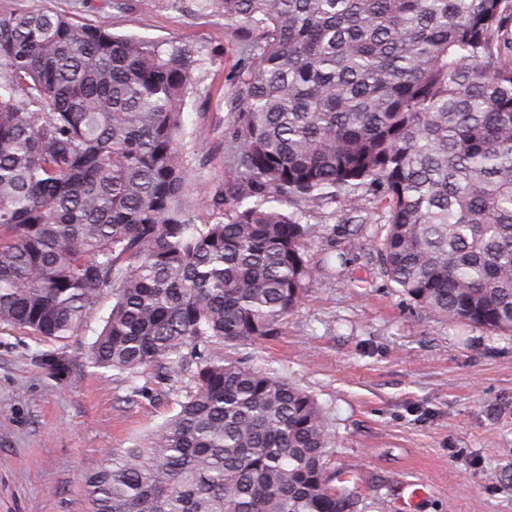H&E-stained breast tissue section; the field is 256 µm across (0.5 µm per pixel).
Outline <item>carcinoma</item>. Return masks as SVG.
I'll use <instances>...</instances> for the list:
<instances>
[{"instance_id": "carcinoma-1", "label": "carcinoma", "mask_w": 512, "mask_h": 512, "mask_svg": "<svg viewBox=\"0 0 512 512\" xmlns=\"http://www.w3.org/2000/svg\"><path fill=\"white\" fill-rule=\"evenodd\" d=\"M222 4L247 56L235 178L206 197L180 145L188 49L0 15V324L59 343L62 380L110 289L88 364L185 368L177 413L84 477L86 512H364L315 397L205 350L277 336L304 296L305 211L272 203L339 193L363 222L368 190L400 292L512 332V0Z\"/></svg>"}]
</instances>
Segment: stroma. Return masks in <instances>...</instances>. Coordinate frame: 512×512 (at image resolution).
I'll return each instance as SVG.
<instances>
[{"mask_svg": "<svg viewBox=\"0 0 512 512\" xmlns=\"http://www.w3.org/2000/svg\"><path fill=\"white\" fill-rule=\"evenodd\" d=\"M29 11L189 49L181 142L191 177L204 195L232 179L225 152L241 53L219 0H0V14ZM363 206L371 219L361 225L343 197L306 206L314 275L299 306L275 339L208 354L248 359L316 398L365 512H403L407 480L425 490L412 512H512V335L449 322L401 294L373 246L387 217ZM111 309L104 294L68 346L63 381L39 363L56 343L0 325V512H85L83 478L106 451L132 447L184 400L179 372L86 366Z\"/></svg>", "mask_w": 512, "mask_h": 512, "instance_id": "35a3bbf8", "label": "stroma"}]
</instances>
